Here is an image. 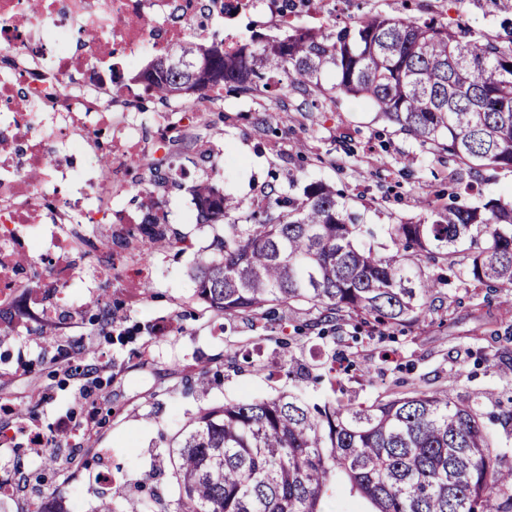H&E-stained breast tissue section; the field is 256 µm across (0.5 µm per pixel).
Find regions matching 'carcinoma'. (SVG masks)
Wrapping results in <instances>:
<instances>
[{
  "label": "carcinoma",
  "mask_w": 512,
  "mask_h": 512,
  "mask_svg": "<svg viewBox=\"0 0 512 512\" xmlns=\"http://www.w3.org/2000/svg\"><path fill=\"white\" fill-rule=\"evenodd\" d=\"M512 25V0H468ZM187 57L162 70L151 59L138 79L148 100L181 104L177 91L198 88L211 112L221 88L268 93L272 110L318 112L332 95L362 99L421 146L446 151L470 169L512 168V39L473 30L457 19L364 14L343 25L253 33L218 53L214 41L185 39ZM280 71L288 83H263ZM334 82L325 86V75ZM174 157L152 159L148 188L169 182ZM201 223L226 219L242 201L209 179L191 188ZM448 176V203L428 205L417 222L389 224L384 241L358 222L343 195L310 182L296 197L270 186L246 223L224 225L195 265V296L226 316L274 325L279 311L307 304L318 312L302 329L324 336L353 325L382 338L443 309V272L462 285L512 297V202L484 197ZM140 233L153 247L180 239L149 210ZM441 270L427 275L424 268ZM342 387L346 358L324 363ZM491 415L448 391L387 390L363 402L311 403L293 392L200 410L172 450L181 489L177 512H324L328 493L346 491L367 512H512V466L502 465Z\"/></svg>",
  "instance_id": "cac0c4a2"
}]
</instances>
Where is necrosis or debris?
<instances>
[{"label": "necrosis or debris", "instance_id": "obj_1", "mask_svg": "<svg viewBox=\"0 0 512 512\" xmlns=\"http://www.w3.org/2000/svg\"><path fill=\"white\" fill-rule=\"evenodd\" d=\"M243 0H0V306L28 286L31 254L43 286L65 307V279L91 234L106 182L94 165L99 136L111 135L115 168L145 162L148 139L193 119V105L130 112L142 93L141 61L187 37L208 39ZM75 188L69 209L47 207L48 174Z\"/></svg>", "mask_w": 512, "mask_h": 512}]
</instances>
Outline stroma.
I'll return each mask as SVG.
<instances>
[{
    "mask_svg": "<svg viewBox=\"0 0 512 512\" xmlns=\"http://www.w3.org/2000/svg\"><path fill=\"white\" fill-rule=\"evenodd\" d=\"M457 8L456 0H301L292 21L310 28L368 12L449 19ZM191 130L194 141L176 157L168 184L157 190L169 227L190 249L153 248L130 238L121 255L152 267L147 284L130 283L116 269L111 287L102 288L78 271L68 286L75 306L53 324L44 321L26 290L11 309L0 310V402L39 405L49 420L81 414L78 383L52 359L48 333L59 350L85 346L82 360L96 365L100 394L92 448L75 456L58 453L55 468L44 471L38 487L20 494L9 512H30L34 499L57 500L67 512H95L104 499L111 500L113 512H125L131 495L142 512H156L161 499L176 505L175 476L157 468L156 455L200 409L268 398L288 387L311 401L332 398L318 376L337 349L353 363L345 392L361 400L394 386H423L448 391L459 403L478 401L492 413L512 396V377H501L493 361L497 351H512V302H484L478 288L464 293L448 284L443 310L382 342L354 337L348 326L334 338L293 334V326L309 319L303 308L276 331L251 328L205 309L194 296L191 271L213 237L224 232L223 221L195 220L189 189L199 178L209 177L248 210L263 200L268 182L298 194L320 181L377 228L421 218L426 204L447 190L449 173L459 167L453 157L426 151L377 118L368 103L344 96L311 114L271 111L259 92L228 93L223 112L202 113ZM105 304L112 308V323L102 327L93 316ZM384 346L396 349L394 363H381ZM292 359L309 371V379L294 382L283 375ZM202 376L208 380L203 391ZM103 469L112 472L105 489L96 481Z\"/></svg>",
    "mask_w": 512,
    "mask_h": 512,
    "instance_id": "stroma-1",
    "label": "stroma"
}]
</instances>
